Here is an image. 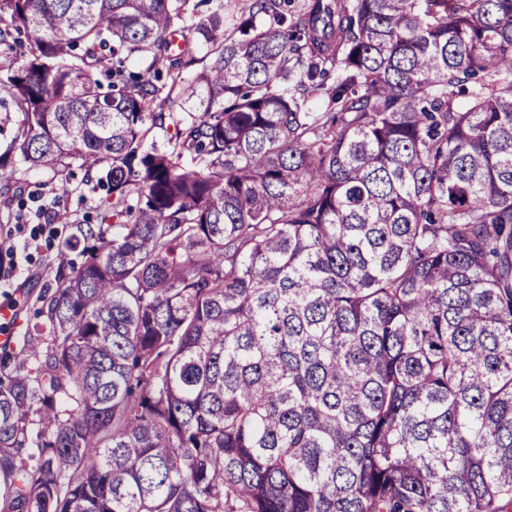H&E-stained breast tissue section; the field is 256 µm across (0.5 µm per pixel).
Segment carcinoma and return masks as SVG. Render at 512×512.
<instances>
[{
    "instance_id": "obj_1",
    "label": "carcinoma",
    "mask_w": 512,
    "mask_h": 512,
    "mask_svg": "<svg viewBox=\"0 0 512 512\" xmlns=\"http://www.w3.org/2000/svg\"><path fill=\"white\" fill-rule=\"evenodd\" d=\"M186 3L0 0V180L105 191L5 354L3 508L512 512V0ZM186 25L190 26L205 19L216 10H224V22L233 23L237 17L238 0H188Z\"/></svg>"
}]
</instances>
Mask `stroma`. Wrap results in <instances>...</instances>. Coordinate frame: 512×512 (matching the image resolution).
<instances>
[{
	"instance_id": "1",
	"label": "stroma",
	"mask_w": 512,
	"mask_h": 512,
	"mask_svg": "<svg viewBox=\"0 0 512 512\" xmlns=\"http://www.w3.org/2000/svg\"><path fill=\"white\" fill-rule=\"evenodd\" d=\"M18 173L10 182L0 181V194L21 193L24 199L22 211L16 212L0 207V229L21 222L34 229L37 240L28 250V260L8 287L0 288V303L19 300L17 320L8 329L14 338L33 335L41 327L42 320L37 315L39 299L56 273L57 244L66 237L72 225L82 224L95 216L96 206L101 195L88 182L85 169L80 164H72L65 178L47 168H31L26 163H18ZM66 181L69 192L63 205L70 215L66 224H45L39 222L37 215L41 208L51 206L54 190L59 181Z\"/></svg>"
}]
</instances>
